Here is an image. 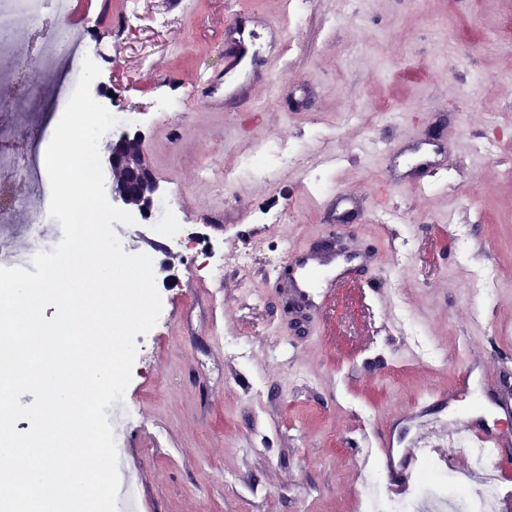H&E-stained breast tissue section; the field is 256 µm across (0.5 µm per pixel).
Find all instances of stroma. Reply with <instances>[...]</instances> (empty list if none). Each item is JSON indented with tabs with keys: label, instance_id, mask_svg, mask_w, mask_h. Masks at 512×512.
<instances>
[{
	"label": "stroma",
	"instance_id": "1",
	"mask_svg": "<svg viewBox=\"0 0 512 512\" xmlns=\"http://www.w3.org/2000/svg\"><path fill=\"white\" fill-rule=\"evenodd\" d=\"M96 6L93 98L140 111L145 161L188 216L180 244L152 219L114 227L153 257L162 301L119 403L118 474L141 512H369L391 497L379 433L398 457L427 441L434 466L462 419L505 430L512 282L484 294L473 274L512 273V0H303L297 19L286 0ZM237 11L279 28L283 59L259 70L256 100L215 112L198 78L223 72ZM409 135L445 155L422 190L387 171ZM274 139L335 154L321 193L292 163L225 183V156ZM346 192L364 208L344 232L369 259L345 288L316 289L321 311L296 326L274 261L327 236ZM200 237L221 279L192 263ZM431 391L444 400L417 410Z\"/></svg>",
	"mask_w": 512,
	"mask_h": 512
}]
</instances>
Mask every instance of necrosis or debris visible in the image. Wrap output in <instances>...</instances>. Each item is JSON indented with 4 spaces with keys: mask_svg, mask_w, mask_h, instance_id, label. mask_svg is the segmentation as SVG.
I'll return each instance as SVG.
<instances>
[{
    "mask_svg": "<svg viewBox=\"0 0 512 512\" xmlns=\"http://www.w3.org/2000/svg\"><path fill=\"white\" fill-rule=\"evenodd\" d=\"M68 0H0V37L23 38L30 48L27 62H0V84L10 93L8 108L0 119V142L8 139L16 125L30 120L31 94L55 92L56 107L65 110L73 87L56 89L61 68L79 79L81 60L89 51L87 29H70L64 22ZM45 132L34 128L31 140L17 150L0 149V172L15 173L13 182L0 187V267L32 269L34 256L49 252L61 241L63 231L50 215L51 189L46 169ZM303 149L282 140L268 141L253 152L224 161V180L266 179L281 165L301 162ZM39 201L28 224L12 228L18 204L26 198ZM497 495L494 481L478 488H462L459 494L438 499L434 512H491Z\"/></svg>",
    "mask_w": 512,
    "mask_h": 512,
    "instance_id": "4bbe7bcc",
    "label": "necrosis or debris"
}]
</instances>
